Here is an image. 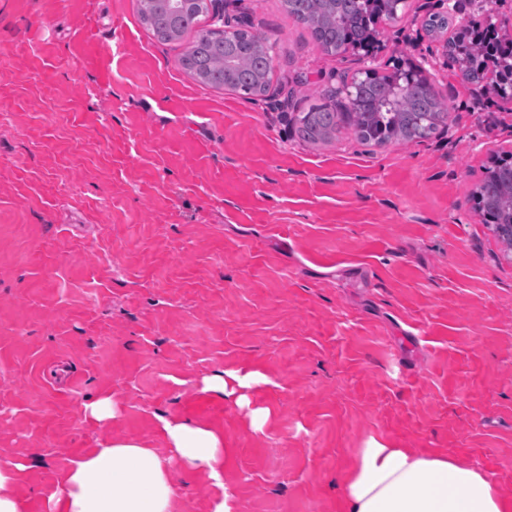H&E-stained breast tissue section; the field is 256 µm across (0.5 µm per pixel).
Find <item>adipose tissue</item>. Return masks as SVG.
I'll use <instances>...</instances> for the list:
<instances>
[{"instance_id": "obj_1", "label": "adipose tissue", "mask_w": 512, "mask_h": 512, "mask_svg": "<svg viewBox=\"0 0 512 512\" xmlns=\"http://www.w3.org/2000/svg\"><path fill=\"white\" fill-rule=\"evenodd\" d=\"M267 382L259 372L235 369L204 379L203 389L234 401L260 431L272 410L253 406L251 396ZM159 434L168 455L125 440L75 460L49 500L50 512H175L176 464L222 485L223 433L171 417L161 419ZM341 485L343 512H512V498L480 467L375 438L359 449Z\"/></svg>"}]
</instances>
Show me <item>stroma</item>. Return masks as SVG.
Instances as JSON below:
<instances>
[{"label": "stroma", "mask_w": 512, "mask_h": 512, "mask_svg": "<svg viewBox=\"0 0 512 512\" xmlns=\"http://www.w3.org/2000/svg\"><path fill=\"white\" fill-rule=\"evenodd\" d=\"M273 46L244 99L184 74L138 0H0V464L47 512L64 470L160 418L220 430L224 485L173 468L175 512H341L377 438L480 465L512 496V255L473 198L512 154V98L464 81L456 33L512 0H408L370 51L325 53L281 0H237ZM448 105L431 138L362 144L347 117L301 140L305 95L395 60ZM250 369L273 417L202 379ZM111 395L116 419L84 405Z\"/></svg>", "instance_id": "stroma-1"}]
</instances>
